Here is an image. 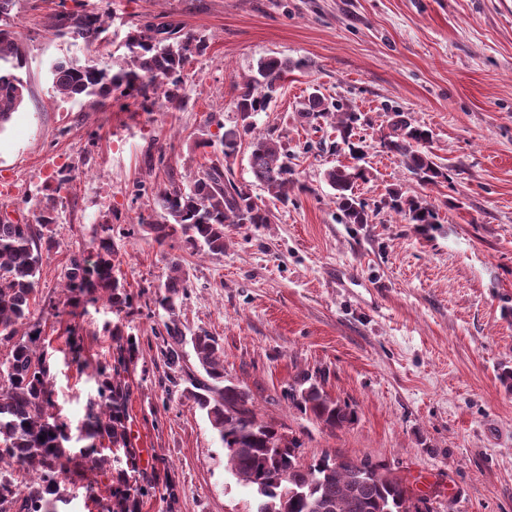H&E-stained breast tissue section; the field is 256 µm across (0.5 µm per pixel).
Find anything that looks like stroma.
Here are the masks:
<instances>
[{
  "instance_id": "35a3bbf8",
  "label": "stroma",
  "mask_w": 512,
  "mask_h": 512,
  "mask_svg": "<svg viewBox=\"0 0 512 512\" xmlns=\"http://www.w3.org/2000/svg\"><path fill=\"white\" fill-rule=\"evenodd\" d=\"M108 8L113 45L89 52L45 29L59 6ZM26 54L25 103L0 132V213L28 222L37 201L59 215L57 245L43 255L37 290L53 398L80 425L96 395L92 367L112 351L102 303L72 313L63 271L72 250L93 256L101 222L113 227L120 271L134 295L119 315L140 341L125 380L128 434L144 469L169 471L176 512H255L251 490L224 467V451L181 373L159 363L154 302L171 256L188 289L176 318L216 336L224 378L259 416L302 443L304 460L341 453L381 466L427 500L430 512H512V0H19ZM165 16L207 38L185 69L188 104L142 111L132 98L99 110L55 94L58 60L112 61L132 22ZM296 67L259 130L286 146L296 180L284 206L254 185L248 150L234 161L274 215L229 229L220 256L190 254L180 238L157 244L138 225L154 220L133 185L186 182L207 160L210 113L238 119L234 101L260 59ZM365 115L368 182L356 193L369 223H345L324 172L347 150H316L320 135L297 112L313 90ZM433 133L447 175L421 184L381 146L396 113ZM70 181L57 190L61 175ZM426 198L440 223L429 234L376 207L387 189ZM77 327L82 364L68 353ZM356 412L332 429L288 397L302 379Z\"/></svg>"
}]
</instances>
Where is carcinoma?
<instances>
[{
    "label": "carcinoma",
    "mask_w": 512,
    "mask_h": 512,
    "mask_svg": "<svg viewBox=\"0 0 512 512\" xmlns=\"http://www.w3.org/2000/svg\"><path fill=\"white\" fill-rule=\"evenodd\" d=\"M18 0H0V132L22 106L28 83L18 71L25 66L22 34L15 12ZM54 36L82 40L91 47L107 32L103 14L61 9L49 16ZM126 64L102 67L90 56L83 61H56L51 65L53 89L60 96L87 99L105 106L112 93L139 101L152 112L159 102L180 109L185 104L184 67L208 48L207 39L182 31V27L158 17L141 20L126 34ZM297 64L287 58L269 57L257 64L256 75L242 85L235 99L239 120L225 127L213 112L208 124L222 133L199 143L210 149L204 169L189 184L169 180L152 197L159 221L139 224L162 245L180 235L193 252L224 254V237L231 226L270 224L273 214L259 205L248 189L235 183L232 164L242 146L249 149V167L256 183L286 205L295 186L288 151L272 133L258 130L254 117L270 109L281 81ZM301 119L315 128L327 126L347 145L353 158L361 159L363 147L353 141L362 124V113L330 101L318 92L303 104ZM432 132L395 114L392 133L383 140L387 152L423 184L447 177L431 151ZM360 165H338L325 172V181L336 191L335 203L347 224L369 223L366 205L355 193L358 182L368 180ZM383 207L422 231L434 228L438 216L432 204L397 188L387 191ZM54 206L39 208L36 223L7 216L0 218V512H58L56 503L67 501V483L73 476L98 471L108 480L102 512H141L143 498L156 492L159 478L140 468L136 449L128 440L129 385L121 379L127 365L138 359L139 339L125 334L121 323L109 329L117 342L114 362L96 367L99 400L88 405L81 436L91 441L74 452L72 427L56 407L50 388L52 378L46 356L34 348L39 334L32 323L38 301L37 284L43 251L54 247ZM95 260L78 250L64 269V288L70 301L102 299L121 313L133 306V296L115 272L119 252L112 239V225H101L94 241ZM170 275L155 293V304L171 321L164 324L160 355L169 369L184 370L183 345L191 342L200 368L208 380L193 383L190 396L206 411L212 429L224 448L226 465L238 482L263 489L256 512H421L424 499L415 497L403 479L380 468L345 459L341 465L324 456L306 462L298 455L302 447L277 427L258 417L250 395L224 384V350L219 340L205 331L186 335L175 320L178 304L187 290L183 259H169ZM297 406L310 411L329 428L342 427L355 419V411L341 405L321 388L311 384L293 395Z\"/></svg>",
    "instance_id": "cac0c4a2"
}]
</instances>
